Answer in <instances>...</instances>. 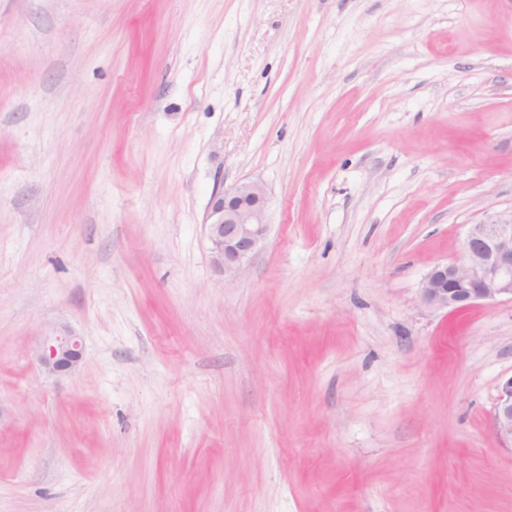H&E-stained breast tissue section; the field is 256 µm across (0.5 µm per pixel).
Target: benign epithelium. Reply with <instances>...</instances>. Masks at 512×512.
<instances>
[{
	"mask_svg": "<svg viewBox=\"0 0 512 512\" xmlns=\"http://www.w3.org/2000/svg\"><path fill=\"white\" fill-rule=\"evenodd\" d=\"M270 200L265 185L251 181L214 194L205 222L213 267L227 279L250 262L268 233ZM422 304L460 311L483 301H512V208L489 220L467 225L464 259L436 264L422 283ZM82 356L80 339L52 336L39 354L47 372L75 367ZM494 430L512 447V376L500 380Z\"/></svg>",
	"mask_w": 512,
	"mask_h": 512,
	"instance_id": "benign-epithelium-1",
	"label": "benign epithelium"
}]
</instances>
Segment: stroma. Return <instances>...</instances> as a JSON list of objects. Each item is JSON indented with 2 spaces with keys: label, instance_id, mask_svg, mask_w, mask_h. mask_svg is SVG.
<instances>
[{
  "label": "stroma",
  "instance_id": "1",
  "mask_svg": "<svg viewBox=\"0 0 512 512\" xmlns=\"http://www.w3.org/2000/svg\"><path fill=\"white\" fill-rule=\"evenodd\" d=\"M510 207L512 0H0V512H512V302L421 303ZM270 200L265 185L251 181L216 192L204 224L213 267L234 278L268 233ZM82 356V343L77 336H51L39 354V361L47 372L75 367ZM494 410V430L505 447H512V376L501 379Z\"/></svg>",
  "mask_w": 512,
  "mask_h": 512
}]
</instances>
